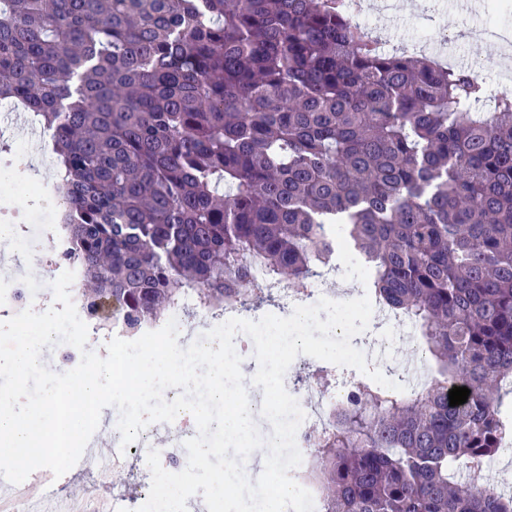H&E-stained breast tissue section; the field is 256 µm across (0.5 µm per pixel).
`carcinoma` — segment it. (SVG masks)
I'll return each instance as SVG.
<instances>
[{"mask_svg":"<svg viewBox=\"0 0 512 512\" xmlns=\"http://www.w3.org/2000/svg\"><path fill=\"white\" fill-rule=\"evenodd\" d=\"M350 2L0 0V104L52 132L100 328L273 306L253 266L303 293L341 229L434 365L357 380L311 451L325 512H512L460 476L512 440V92L481 108L475 72L380 49Z\"/></svg>","mask_w":512,"mask_h":512,"instance_id":"obj_1","label":"carcinoma"}]
</instances>
